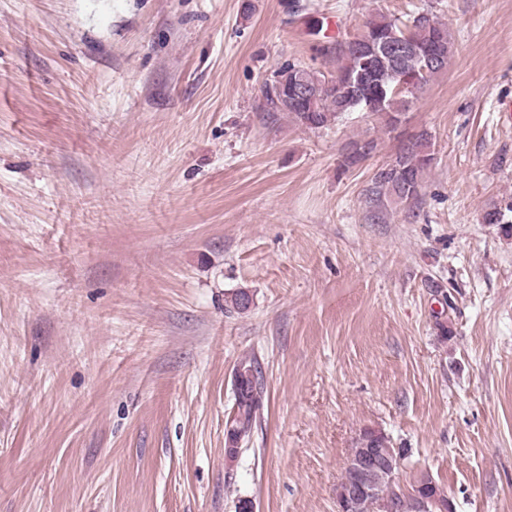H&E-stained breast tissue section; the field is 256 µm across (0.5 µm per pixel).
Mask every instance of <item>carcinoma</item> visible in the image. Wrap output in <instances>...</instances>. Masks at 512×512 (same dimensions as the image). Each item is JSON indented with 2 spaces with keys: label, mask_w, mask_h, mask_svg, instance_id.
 <instances>
[{
  "label": "carcinoma",
  "mask_w": 512,
  "mask_h": 512,
  "mask_svg": "<svg viewBox=\"0 0 512 512\" xmlns=\"http://www.w3.org/2000/svg\"><path fill=\"white\" fill-rule=\"evenodd\" d=\"M372 40L401 44L404 49L397 55H375L369 51L368 42ZM320 52L336 53L335 69L326 75L300 63L282 64L276 75L284 81L278 86L266 83L261 89L265 110L282 112L307 129L325 127L349 112H367L383 117L385 126L393 132L418 94L447 69L446 64L435 62V56L449 61L455 47L448 26L432 14L418 13L404 22L378 14L368 18L352 38L336 44V50L323 46ZM403 78L410 81L411 92L394 93L395 85ZM297 84L312 90L304 102L291 96L292 86ZM433 161L432 134L428 130H418L408 141L405 132L398 133L393 158L371 179L369 198L385 207L416 205ZM234 376L235 401L225 422L227 448H235L251 436L263 409L261 375L254 362H241Z\"/></svg>",
  "instance_id": "carcinoma-1"
}]
</instances>
